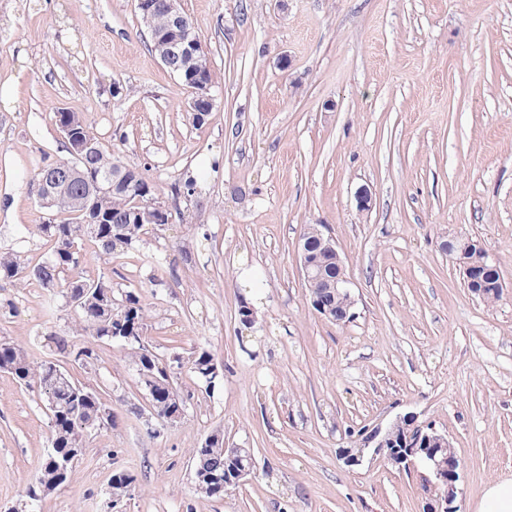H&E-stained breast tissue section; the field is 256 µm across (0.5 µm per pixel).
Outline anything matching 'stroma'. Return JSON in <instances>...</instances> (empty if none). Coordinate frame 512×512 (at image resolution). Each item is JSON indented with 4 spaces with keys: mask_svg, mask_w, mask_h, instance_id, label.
I'll use <instances>...</instances> for the list:
<instances>
[{
    "mask_svg": "<svg viewBox=\"0 0 512 512\" xmlns=\"http://www.w3.org/2000/svg\"><path fill=\"white\" fill-rule=\"evenodd\" d=\"M179 4L214 72L200 127L135 0H0V251L46 258L53 213L32 178L69 155L56 112L78 114L170 215L108 264L85 243L78 272L140 295L145 345L184 398L180 419H158L135 348L73 335L65 292L0 280V343L39 361L59 336L92 347L91 364L63 365L112 409L44 495L46 404L0 372V512H110L118 471L135 478L121 512H424L427 466L396 469L368 441L407 413L447 436L472 512L488 482L512 479V0ZM189 178L193 195H176ZM310 224L344 262L346 323L311 305L297 254ZM454 237L487 250L496 303L465 287L442 247ZM201 349L220 370L211 388L184 364ZM218 430L255 467L207 499L191 452Z\"/></svg>",
    "mask_w": 512,
    "mask_h": 512,
    "instance_id": "1",
    "label": "stroma"
}]
</instances>
